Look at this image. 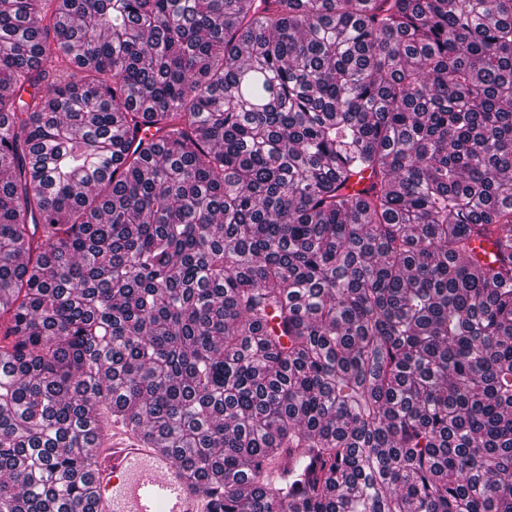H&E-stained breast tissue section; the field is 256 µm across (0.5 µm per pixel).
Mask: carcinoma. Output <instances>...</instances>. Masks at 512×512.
I'll return each instance as SVG.
<instances>
[{
	"instance_id": "carcinoma-1",
	"label": "carcinoma",
	"mask_w": 512,
	"mask_h": 512,
	"mask_svg": "<svg viewBox=\"0 0 512 512\" xmlns=\"http://www.w3.org/2000/svg\"><path fill=\"white\" fill-rule=\"evenodd\" d=\"M0 287V512H512V0H0ZM92 512H207L206 496L166 448L112 421L91 452Z\"/></svg>"
}]
</instances>
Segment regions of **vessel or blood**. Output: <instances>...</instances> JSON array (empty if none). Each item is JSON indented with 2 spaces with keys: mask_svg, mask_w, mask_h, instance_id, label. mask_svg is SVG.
Wrapping results in <instances>:
<instances>
[{
  "mask_svg": "<svg viewBox=\"0 0 512 512\" xmlns=\"http://www.w3.org/2000/svg\"><path fill=\"white\" fill-rule=\"evenodd\" d=\"M91 512H206V497L167 449L112 422L91 452Z\"/></svg>",
  "mask_w": 512,
  "mask_h": 512,
  "instance_id": "1",
  "label": "vessel or blood"
}]
</instances>
